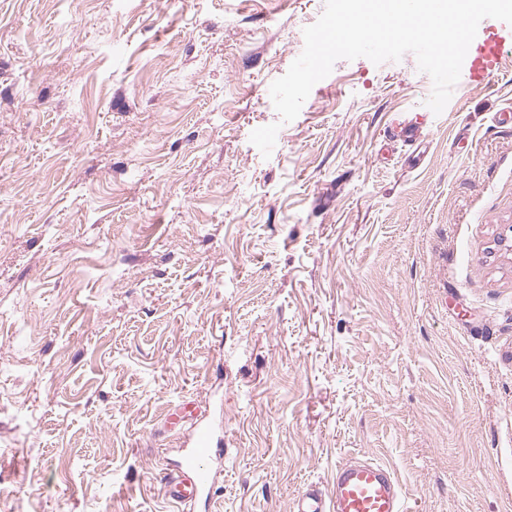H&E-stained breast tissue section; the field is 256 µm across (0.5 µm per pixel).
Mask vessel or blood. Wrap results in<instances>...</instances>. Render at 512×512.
Segmentation results:
<instances>
[{
    "instance_id": "vessel-or-blood-1",
    "label": "vessel or blood",
    "mask_w": 512,
    "mask_h": 512,
    "mask_svg": "<svg viewBox=\"0 0 512 512\" xmlns=\"http://www.w3.org/2000/svg\"><path fill=\"white\" fill-rule=\"evenodd\" d=\"M512 41V26H488L482 39L469 50L470 77L475 84L503 69V50ZM223 454L215 429L196 425L191 448L185 449L176 472L165 474V498L178 505L209 498L219 472L215 462ZM293 512H406L393 472L369 459H351L337 464L331 491L308 485L293 501Z\"/></svg>"
}]
</instances>
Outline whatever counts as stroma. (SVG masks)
I'll return each instance as SVG.
<instances>
[{"label": "stroma", "mask_w": 512, "mask_h": 512, "mask_svg": "<svg viewBox=\"0 0 512 512\" xmlns=\"http://www.w3.org/2000/svg\"><path fill=\"white\" fill-rule=\"evenodd\" d=\"M324 6L0 0V512H186L190 399L212 512L360 457L512 512V69L437 115L413 54L338 60L263 157ZM191 441L193 447L184 449L176 472L163 477L164 496L176 505L208 500L217 474L223 470L214 465L223 448H218L213 425L197 424Z\"/></svg>", "instance_id": "1"}]
</instances>
